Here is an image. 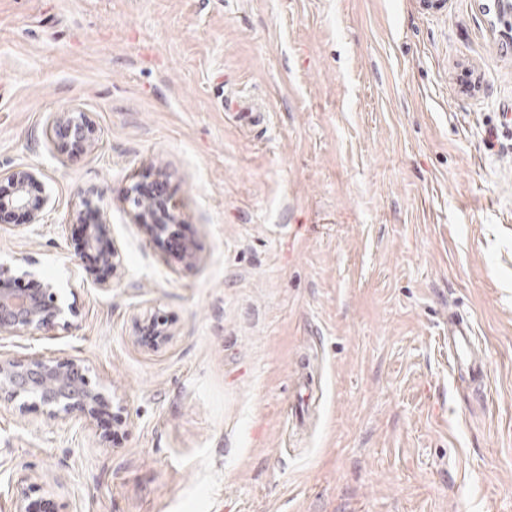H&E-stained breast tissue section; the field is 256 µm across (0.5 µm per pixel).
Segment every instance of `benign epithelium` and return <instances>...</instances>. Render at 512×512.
<instances>
[{
    "instance_id": "7a95c632",
    "label": "benign epithelium",
    "mask_w": 512,
    "mask_h": 512,
    "mask_svg": "<svg viewBox=\"0 0 512 512\" xmlns=\"http://www.w3.org/2000/svg\"><path fill=\"white\" fill-rule=\"evenodd\" d=\"M479 8L489 16V24L499 40L512 46V0H492ZM51 129L56 137L68 140L78 138L91 146L96 129L83 112L65 113L53 119ZM36 173L24 167L5 173L3 180L10 185V193L0 195V210H25L29 216L30 233H37L43 220L46 200L34 201L26 194V185ZM133 217L151 237L165 232V225L155 220V208L140 199L133 200ZM85 249L99 262L116 272L121 267V254L113 238L110 225L104 221L84 226ZM78 317L76 309L65 303L55 284L39 280L22 266L12 268L0 265V335L54 336L58 328L69 330L73 322L67 316ZM84 361L71 358H47L37 353L23 356L0 354V403L13 404L21 398H31L45 408L47 418L64 425H86L96 419L106 407V400L98 386L88 376ZM11 512H43V501L32 498V489L16 486Z\"/></svg>"
}]
</instances>
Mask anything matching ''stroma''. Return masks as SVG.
I'll return each instance as SVG.
<instances>
[{"label": "stroma", "mask_w": 512, "mask_h": 512, "mask_svg": "<svg viewBox=\"0 0 512 512\" xmlns=\"http://www.w3.org/2000/svg\"><path fill=\"white\" fill-rule=\"evenodd\" d=\"M64 112L93 146L52 139ZM18 167L47 206L36 236L0 218V264L78 318L0 352L83 359L127 422L0 404V512L22 480L48 512H512V50L477 0H0ZM145 181L177 237L134 224ZM84 216L121 251L107 291ZM51 129L60 139L69 140L75 137L81 139L88 146H92L96 138L95 126L83 112L65 113L54 118ZM474 325L469 318L453 316L448 320V355L453 366L466 365L473 373L482 370V360L474 344Z\"/></svg>", "instance_id": "stroma-1"}]
</instances>
